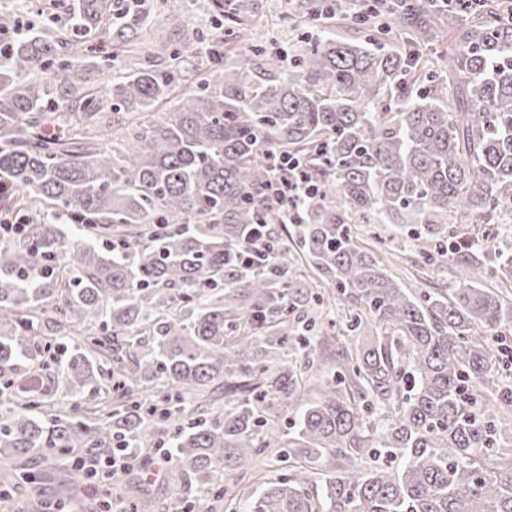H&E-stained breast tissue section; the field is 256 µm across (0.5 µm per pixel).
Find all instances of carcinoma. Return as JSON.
<instances>
[{
	"label": "carcinoma",
	"mask_w": 512,
	"mask_h": 512,
	"mask_svg": "<svg viewBox=\"0 0 512 512\" xmlns=\"http://www.w3.org/2000/svg\"><path fill=\"white\" fill-rule=\"evenodd\" d=\"M246 21L253 0H192ZM155 0H73L69 31L33 32L0 59V496L15 460L169 441L189 480L233 473L271 444L288 397L295 461L249 512H512V23L504 0H287L290 50L251 44L190 69V42L132 61ZM458 39L431 67L420 52ZM354 30L353 40L336 27ZM96 72L102 83L89 81ZM317 187L272 225L271 160ZM264 248L242 265L251 230ZM459 264L415 292L380 258ZM324 288L350 302L348 346L301 402ZM238 405L212 411L215 383ZM70 409L47 413L51 391ZM340 461L322 493L307 466Z\"/></svg>",
	"instance_id": "1"
}]
</instances>
